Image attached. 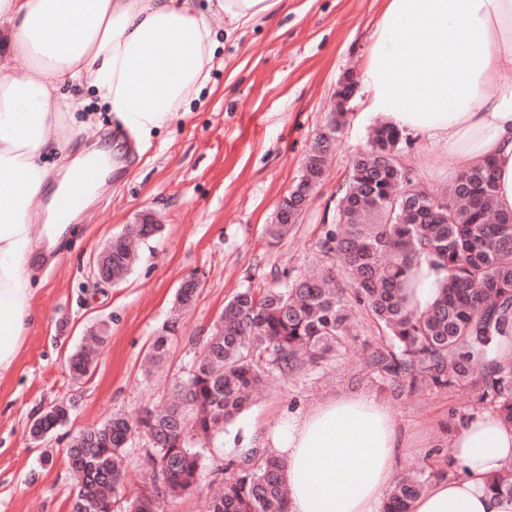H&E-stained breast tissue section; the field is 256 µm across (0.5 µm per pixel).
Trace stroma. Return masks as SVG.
I'll return each mask as SVG.
<instances>
[{"instance_id": "obj_1", "label": "stroma", "mask_w": 512, "mask_h": 512, "mask_svg": "<svg viewBox=\"0 0 512 512\" xmlns=\"http://www.w3.org/2000/svg\"><path fill=\"white\" fill-rule=\"evenodd\" d=\"M379 11L380 0H288L277 26L254 24L225 39L210 85L190 112L157 131L148 147L127 148L125 168L63 236L56 262L34 267L35 323L12 373L0 379V512H70L74 482L65 450L78 431L116 412L166 404L201 361L205 338L232 295L272 286L283 271L321 266L316 244L373 124L362 112L364 90L350 102L325 177L293 232L273 239L267 227L326 128L339 79L359 71ZM401 161L431 191L452 181V158L416 133H408ZM144 211L160 232L138 243V261L123 281L97 282L92 256ZM191 275L199 280L196 299L174 314L176 290ZM174 316L177 334L162 366L145 372L155 336ZM96 326L105 335L94 368L73 381L66 359ZM384 342L373 319L359 313L358 335L345 351L300 376L270 380L207 442L205 460L251 447L255 435L290 412L367 390V355ZM61 397L75 400L69 422L34 441L31 422ZM472 404L466 387L392 402L405 441L400 469L446 471L449 414L469 413Z\"/></svg>"}]
</instances>
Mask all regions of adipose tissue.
<instances>
[{
  "label": "adipose tissue",
  "mask_w": 512,
  "mask_h": 512,
  "mask_svg": "<svg viewBox=\"0 0 512 512\" xmlns=\"http://www.w3.org/2000/svg\"><path fill=\"white\" fill-rule=\"evenodd\" d=\"M284 0H0V26L25 62L0 58V378L15 366L34 316L30 273L65 231L54 200L111 149L81 148L98 117L92 93L135 142L188 112L219 45L211 19L276 24ZM359 82L367 114L448 152L455 173L493 161L498 209L512 211V0H383ZM261 447L286 464L289 512H380L404 441L388 402L336 396L269 427ZM449 474L412 512H512L486 486L512 460V425L472 411L448 437Z\"/></svg>",
  "instance_id": "adipose-tissue-1"
}]
</instances>
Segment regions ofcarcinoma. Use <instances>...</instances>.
<instances>
[{"mask_svg":"<svg viewBox=\"0 0 512 512\" xmlns=\"http://www.w3.org/2000/svg\"><path fill=\"white\" fill-rule=\"evenodd\" d=\"M406 141L395 126L380 123L370 146L357 152L351 175L318 244L335 264L319 278L296 274L285 287L246 288L224 304L204 349L201 364L176 386L147 422L114 414L87 430L90 439L71 441L66 461L75 482L72 512H110L117 507L127 476L129 434H144L151 451L141 460L160 484L145 487L124 512H160L164 496L200 489L203 455L190 433L204 440L253 404V395L271 377L292 378L352 335L348 310L366 311L388 343L370 350L369 379L399 400L420 392L469 387L477 407H489L512 425V212L495 209L496 175L486 162L458 176L443 191L413 182L400 162ZM320 143L306 157L302 177L314 192L328 157ZM277 209L292 221L270 226L281 238L301 213L291 195ZM133 240L112 238V277L121 280L136 262ZM445 276L439 294L423 311L410 308L407 284L421 259ZM94 365L82 345L68 358L72 378ZM70 400L59 398L38 416L53 432ZM285 464L264 448L215 461L212 482L220 485L208 512H288ZM431 473L419 470L398 479L381 512H410L429 486ZM487 489L512 497V463L487 479Z\"/></svg>","mask_w":512,"mask_h":512,"instance_id":"obj_1","label":"carcinoma"}]
</instances>
